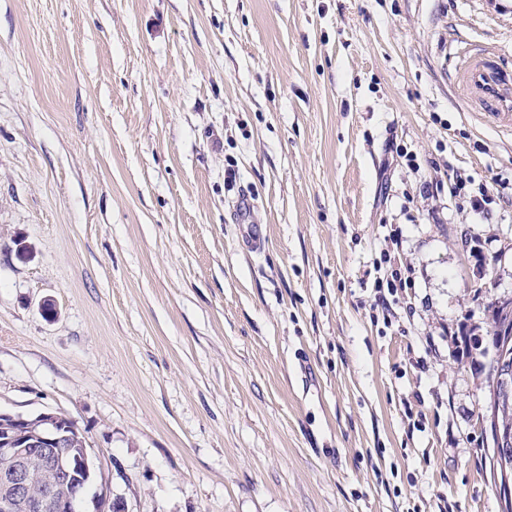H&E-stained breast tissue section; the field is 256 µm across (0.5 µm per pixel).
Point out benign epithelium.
Listing matches in <instances>:
<instances>
[{
    "instance_id": "1",
    "label": "benign epithelium",
    "mask_w": 512,
    "mask_h": 512,
    "mask_svg": "<svg viewBox=\"0 0 512 512\" xmlns=\"http://www.w3.org/2000/svg\"><path fill=\"white\" fill-rule=\"evenodd\" d=\"M511 351L512 338L507 336L503 355L489 373L494 393L484 414L493 438L502 512H512V469L506 463L512 429L498 424L494 400L512 393ZM73 430L65 414L43 412L31 421L21 414L0 413V512H45L49 507L52 512H73L90 476V449H73ZM35 467L45 478L42 488L34 484Z\"/></svg>"
}]
</instances>
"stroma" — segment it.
<instances>
[{"instance_id": "35a3bbf8", "label": "stroma", "mask_w": 512, "mask_h": 512, "mask_svg": "<svg viewBox=\"0 0 512 512\" xmlns=\"http://www.w3.org/2000/svg\"><path fill=\"white\" fill-rule=\"evenodd\" d=\"M457 35L512 52V0H0V412L77 422L84 512H500L512 135ZM399 248V236L398 235H390L388 244L386 245V249H384V257L385 261L390 264L391 272L390 278L387 275L383 278L379 277L376 282L375 288L379 301H381L382 306L387 300V297L384 293L385 288L387 289L388 294L393 295V293H397V288H405L408 277L402 276V270L400 268H393L392 266V256L391 253H395ZM385 277V278H384ZM492 323L490 331H487L486 337L483 336H470L469 343L472 348L479 351V355L483 358H488L486 362L477 361V367L475 371L478 373H485L487 384L489 383V379L487 376V370L491 366V364L496 360L499 356V348L495 341V336L498 335V331H502L503 329L512 330V306H504L503 304L495 303L492 307ZM489 393H490V385ZM511 345V336H506L504 340L503 355L499 361L491 369L489 376L491 385L494 386L492 399L487 400L485 405V414L483 418L491 432L493 438V453L495 469L499 476V495L501 500L502 511L508 512L512 509V469L506 463V454L510 453L512 446V429L502 428L508 426L512 428V391H511V374H512V351L509 356ZM511 359V360H510ZM511 392V397L504 400L497 410V418L494 412V401L497 397H507ZM512 512V510L510 511Z\"/></svg>"}]
</instances>
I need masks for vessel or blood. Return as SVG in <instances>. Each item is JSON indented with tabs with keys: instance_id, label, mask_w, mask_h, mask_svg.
I'll return each instance as SVG.
<instances>
[{
	"instance_id": "vessel-or-blood-1",
	"label": "vessel or blood",
	"mask_w": 512,
	"mask_h": 512,
	"mask_svg": "<svg viewBox=\"0 0 512 512\" xmlns=\"http://www.w3.org/2000/svg\"><path fill=\"white\" fill-rule=\"evenodd\" d=\"M455 80L485 121L512 129V55L472 44L460 48Z\"/></svg>"
}]
</instances>
